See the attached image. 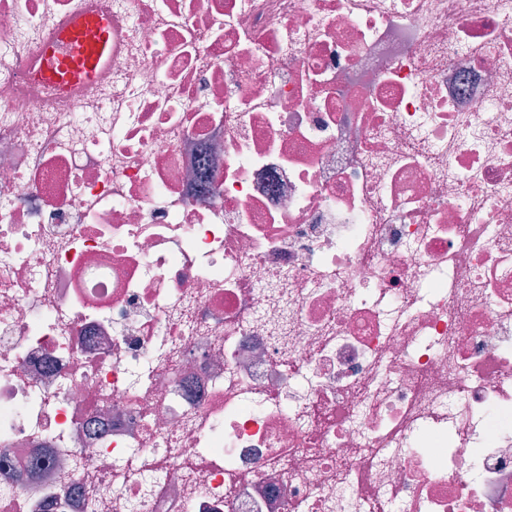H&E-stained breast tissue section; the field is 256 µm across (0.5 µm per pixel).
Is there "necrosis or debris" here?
Returning a JSON list of instances; mask_svg holds the SVG:
<instances>
[{"mask_svg": "<svg viewBox=\"0 0 512 512\" xmlns=\"http://www.w3.org/2000/svg\"><path fill=\"white\" fill-rule=\"evenodd\" d=\"M0 512H512V0H0ZM112 48V27L107 17L80 13L62 32L61 40L46 55L41 79L53 86L91 87Z\"/></svg>", "mask_w": 512, "mask_h": 512, "instance_id": "obj_1", "label": "necrosis or debris"}]
</instances>
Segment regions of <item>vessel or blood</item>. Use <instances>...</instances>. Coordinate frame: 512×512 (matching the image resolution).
I'll use <instances>...</instances> for the list:
<instances>
[{
	"instance_id": "b4317fda",
	"label": "vessel or blood",
	"mask_w": 512,
	"mask_h": 512,
	"mask_svg": "<svg viewBox=\"0 0 512 512\" xmlns=\"http://www.w3.org/2000/svg\"><path fill=\"white\" fill-rule=\"evenodd\" d=\"M112 48V27L107 17L78 14L62 32L59 43L46 55L41 79L63 88L91 87Z\"/></svg>"
}]
</instances>
